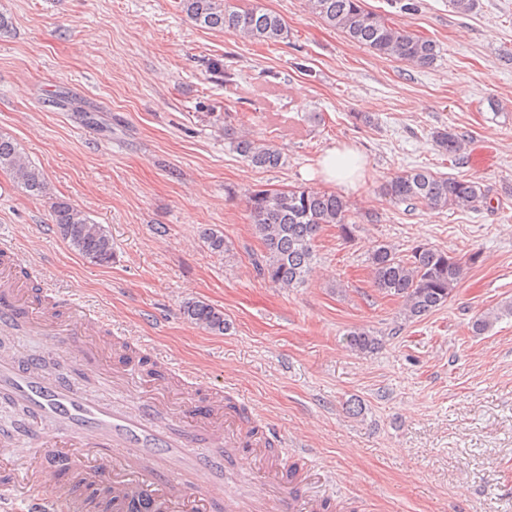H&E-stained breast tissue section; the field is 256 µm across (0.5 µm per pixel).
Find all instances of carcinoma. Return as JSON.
Instances as JSON below:
<instances>
[{"label":"carcinoma","mask_w":512,"mask_h":512,"mask_svg":"<svg viewBox=\"0 0 512 512\" xmlns=\"http://www.w3.org/2000/svg\"><path fill=\"white\" fill-rule=\"evenodd\" d=\"M180 2L182 12L201 28L222 29L259 42L288 39V29L280 16L262 7L243 10L233 0ZM307 2L311 12L327 26L368 46L378 55L419 67L432 65L438 57L435 41L395 27L385 16L364 8L362 0ZM229 136L233 149L252 166L275 169L282 165L281 152L271 143L254 138L245 130L233 131ZM433 139L441 152L450 157L461 155L465 149V139L450 129L435 131ZM0 170L12 175L14 182L32 196L47 193L42 170L20 151L14 139L3 134H0ZM383 191L397 204L435 210L479 211L487 206L489 199V191L478 181L439 176L418 168L395 175ZM247 209L264 246L263 253L254 259L255 272L279 288H299L306 283L316 260L315 240L323 226H336L347 240L356 232L349 201L335 193L301 188L255 190L248 197ZM53 221L68 245L90 262L101 265L112 260V238L83 210L66 201H57L53 206ZM478 259L476 253L463 259L421 245L403 258L390 245L378 243L368 255V264L375 290L400 299L402 320L413 322L444 307L465 270ZM184 315L207 332L222 334L227 329L224 312L203 302L186 303ZM507 315L512 316V304L476 318L472 330L482 334ZM348 336L349 347L360 354L372 353L382 344L375 332L365 328H356Z\"/></svg>","instance_id":"obj_1"}]
</instances>
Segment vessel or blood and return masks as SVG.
Here are the masks:
<instances>
[{
  "label": "vessel or blood",
  "instance_id": "b4317fda",
  "mask_svg": "<svg viewBox=\"0 0 512 512\" xmlns=\"http://www.w3.org/2000/svg\"><path fill=\"white\" fill-rule=\"evenodd\" d=\"M22 285L10 269L0 270V330L16 329L33 313ZM102 313L79 298H71L63 322L50 328L53 353L78 363L93 359L78 347L79 330L99 327ZM46 356L24 352L0 354V396L27 410L29 435L0 438L5 458L14 470L12 482L0 485V508L24 502L26 512H84L83 498L71 485L47 478L49 462H71L83 449L100 450L107 467L87 462L74 479L82 486L107 485L114 512H319L320 502L302 500L313 474L306 468L287 471L273 457L257 459V448L273 442L272 433L250 434L224 414V394L216 391L182 408V422L164 425L154 403L135 399L126 407L95 400L73 386L46 376ZM42 451V462H25L27 448ZM265 473H276L281 491L264 498L239 499L224 489L225 452ZM208 475L206 492H199L200 475Z\"/></svg>",
  "mask_w": 512,
  "mask_h": 512
}]
</instances>
